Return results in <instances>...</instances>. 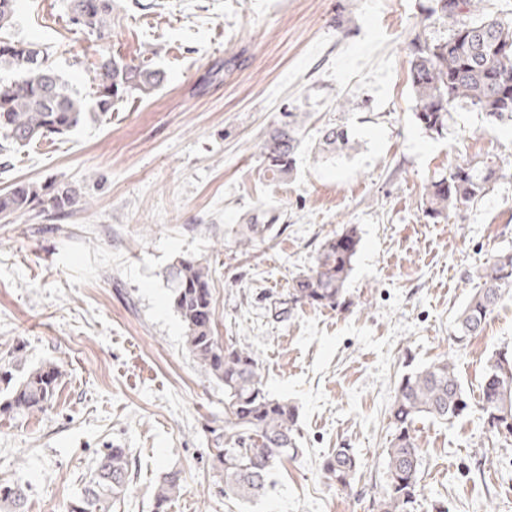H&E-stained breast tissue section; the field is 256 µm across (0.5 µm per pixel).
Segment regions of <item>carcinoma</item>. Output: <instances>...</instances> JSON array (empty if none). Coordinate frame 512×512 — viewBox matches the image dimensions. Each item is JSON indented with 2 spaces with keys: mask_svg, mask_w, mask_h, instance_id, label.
<instances>
[{
  "mask_svg": "<svg viewBox=\"0 0 512 512\" xmlns=\"http://www.w3.org/2000/svg\"><path fill=\"white\" fill-rule=\"evenodd\" d=\"M17 0H0V68L14 73L0 82V154L27 147L55 134H66L82 124L90 112L61 76L45 64V51L32 41L9 35ZM426 19L446 35L430 38L420 30L410 41L409 78L415 97L414 115L423 129L438 136L448 131L451 109L465 105L490 125H512V18L489 13L486 0H430ZM69 22L105 38L112 0H70ZM98 111L108 112L112 101L136 92L147 96L164 81V73L146 64H133L102 53L93 64ZM301 121L295 112L260 144L264 173L280 177L293 170L300 144ZM320 145L327 150L350 148L347 131L339 126L321 130ZM498 179V169L481 161H467L425 187L421 209L438 220L472 208ZM78 203L76 190L65 183L46 188L17 184L0 193V218L30 212L67 219ZM271 224H247L239 243L264 239ZM360 237L349 227L320 248L314 268L288 289V302L330 308L340 305L352 270ZM481 288L454 318V339L462 343L483 332L487 316L512 292V252L491 257L477 271ZM173 305L186 329L189 353L206 375L224 385V441L215 444L213 468L224 479V494L240 498L264 493L270 471L284 457L299 454L297 410L285 400L269 396L262 369L254 355L233 342L215 336V308L209 269L195 259L180 258L167 271ZM62 371L49 363L30 371L0 399V417L32 415L51 404ZM479 407L488 429L512 436V352L498 351L487 362L480 385ZM469 409V396L453 361L446 359L405 372L394 390L389 409L393 438L385 450V493L373 501L376 512H410L416 501L423 451L414 434L420 418L446 423ZM362 466L352 448H337L322 464L328 479L343 489L351 487ZM133 481L125 448H108L99 460L94 479L69 512H109L110 502L125 495ZM182 489L181 473L169 470L155 484L156 510ZM27 488L0 483V505L24 512Z\"/></svg>",
  "mask_w": 512,
  "mask_h": 512,
  "instance_id": "cac0c4a2",
  "label": "carcinoma"
}]
</instances>
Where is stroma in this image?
<instances>
[{"label":"stroma","mask_w":512,"mask_h":512,"mask_svg":"<svg viewBox=\"0 0 512 512\" xmlns=\"http://www.w3.org/2000/svg\"><path fill=\"white\" fill-rule=\"evenodd\" d=\"M428 0H112L110 35L69 24V0H18L14 38L85 99L108 52L164 72L149 96L115 102L76 129L11 155L15 182H65V222H0V358L12 381L61 367L56 400L0 418V482L28 489L25 512H67L107 448L128 449L135 478L112 512H156L165 471L183 490L165 512H373L384 488L388 410L407 367L451 358L471 408L415 425L423 450L412 512H512V438L477 408L489 357L512 349V295L467 344L453 319L497 252L512 251V128L456 106L448 132L413 114L409 42ZM306 115L293 172L262 171L259 143L284 113ZM327 126L351 150L319 151ZM503 175L473 209L425 218L427 184L466 161ZM243 224L270 239L237 242ZM355 226L360 246L337 308L274 306L322 244ZM208 266L216 334L250 351L265 391L298 413V456L246 501L224 493L212 448L224 388L185 347L166 273ZM351 448L363 466L337 489L322 463Z\"/></svg>","instance_id":"1"}]
</instances>
